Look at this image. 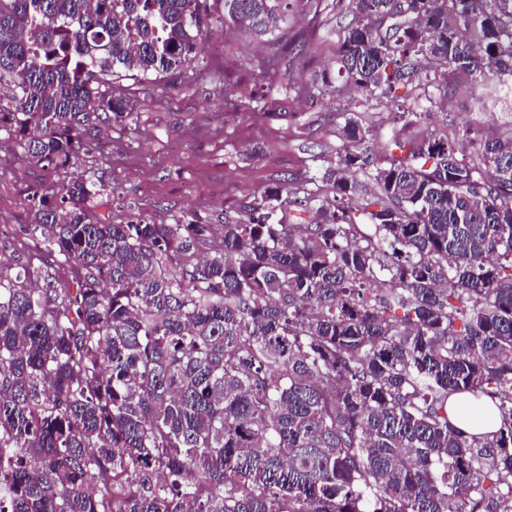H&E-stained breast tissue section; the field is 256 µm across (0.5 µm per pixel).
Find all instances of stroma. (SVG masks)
<instances>
[{"mask_svg": "<svg viewBox=\"0 0 512 512\" xmlns=\"http://www.w3.org/2000/svg\"><path fill=\"white\" fill-rule=\"evenodd\" d=\"M350 20L336 0H294L280 37H303L307 51L264 80L259 67L275 39L212 23L194 67L158 86L126 81L133 115L57 175H94L97 211L113 222L133 211L158 224L185 214L214 223L276 180H303L313 160H334L346 146L342 115L354 103L341 79L310 96L300 88L335 69ZM57 175L0 146V254L42 252L19 227L32 188Z\"/></svg>", "mask_w": 512, "mask_h": 512, "instance_id": "35a3bbf8", "label": "stroma"}]
</instances>
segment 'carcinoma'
I'll return each mask as SVG.
<instances>
[{
  "label": "carcinoma",
  "instance_id": "obj_1",
  "mask_svg": "<svg viewBox=\"0 0 512 512\" xmlns=\"http://www.w3.org/2000/svg\"><path fill=\"white\" fill-rule=\"evenodd\" d=\"M290 5L0 0V142L64 169L131 116L121 79L191 67L215 16L272 33ZM344 7L337 73L389 135L347 113L315 191L277 180L222 224H115L90 176L33 191L45 255L0 259V512L512 504V133L482 121L512 93V0ZM459 92L477 118L450 135L432 108Z\"/></svg>",
  "mask_w": 512,
  "mask_h": 512
}]
</instances>
